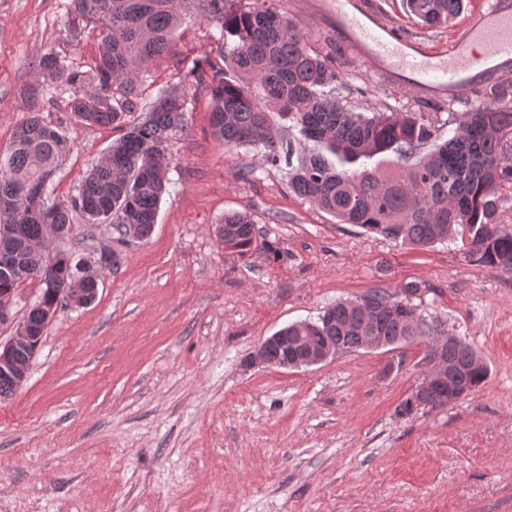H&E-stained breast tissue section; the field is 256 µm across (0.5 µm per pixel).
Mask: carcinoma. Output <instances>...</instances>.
<instances>
[{
  "instance_id": "cac0c4a2",
  "label": "carcinoma",
  "mask_w": 512,
  "mask_h": 512,
  "mask_svg": "<svg viewBox=\"0 0 512 512\" xmlns=\"http://www.w3.org/2000/svg\"><path fill=\"white\" fill-rule=\"evenodd\" d=\"M463 0H406L409 12L427 29L448 27ZM66 37L79 45L96 32L97 55L90 65L73 62L54 48L37 58L51 83L72 90L68 112L88 125L112 127L117 136L94 164L77 194L67 202L47 195L59 161L73 143L66 130L44 120L49 85L26 86V119L0 153V227L17 230L10 256L0 257V293L36 280L44 288H66L77 263L71 255L36 248L51 230L71 233L73 215L84 223L134 227L140 239L151 235L172 164L170 141L184 129L185 112L198 95L211 92V127L224 146L264 150L288 167V188L333 215L415 247L461 241L464 260L512 273V232L499 227L501 190L512 188V92L498 86L492 105L471 112L448 108V139L432 143L434 129L421 113L389 108L360 112L336 97L338 76L328 57L311 50L291 20L272 0H63ZM217 29V58L205 56L180 72L178 81L145 101L143 72L168 53L186 16ZM260 94L255 95L251 87ZM288 115L312 151L293 164L295 149L268 122V113ZM432 149L420 156L427 144ZM338 164L355 166L339 171ZM393 154L388 167L384 156ZM224 245L246 254L272 245L259 242L250 217L224 216ZM372 307L364 318L341 302L327 306L315 321L288 325V337L303 336L317 348L336 337L341 350H358L369 336L390 346L416 341L428 345L448 335V323L419 317L414 308L391 301L383 290L363 295ZM443 356L464 369L458 383L475 390L489 367L474 365L473 350L448 344ZM452 404L448 388L419 390L398 408L401 415Z\"/></svg>"
}]
</instances>
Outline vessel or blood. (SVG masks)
Returning a JSON list of instances; mask_svg holds the SVG:
<instances>
[{
  "label": "vessel or blood",
  "instance_id": "obj_1",
  "mask_svg": "<svg viewBox=\"0 0 512 512\" xmlns=\"http://www.w3.org/2000/svg\"><path fill=\"white\" fill-rule=\"evenodd\" d=\"M333 19V31L355 62L383 80L411 85L421 96L443 98L468 90L473 77L512 65V0H491L460 27L448 45L429 50L382 24L364 0H313Z\"/></svg>",
  "mask_w": 512,
  "mask_h": 512
}]
</instances>
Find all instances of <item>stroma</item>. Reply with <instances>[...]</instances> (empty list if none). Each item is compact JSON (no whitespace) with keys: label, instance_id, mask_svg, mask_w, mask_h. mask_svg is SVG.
Wrapping results in <instances>:
<instances>
[{"label":"stroma","instance_id":"obj_1","mask_svg":"<svg viewBox=\"0 0 512 512\" xmlns=\"http://www.w3.org/2000/svg\"><path fill=\"white\" fill-rule=\"evenodd\" d=\"M407 38L443 45L402 0H375ZM275 6L330 56L336 95L359 108L412 106L448 136V111L351 60L308 0ZM214 27L184 22L152 88L175 61L211 48ZM84 62L97 44L66 39L57 0H0V151L25 119L22 87L46 48ZM57 86L44 117L73 150L49 192L70 197L115 137L76 124ZM201 93L171 141L170 184L152 235L75 222L63 250L118 252L96 300L58 309L27 381L0 399V512H512V274L463 261L456 244L415 248L342 224L290 193L285 164L225 148ZM250 216L278 254L228 252L224 216ZM422 290L413 303L485 358L482 387L444 409L398 415L421 381L424 347L356 350L295 370L253 368L266 336L373 289Z\"/></svg>","mask_w":512,"mask_h":512}]
</instances>
